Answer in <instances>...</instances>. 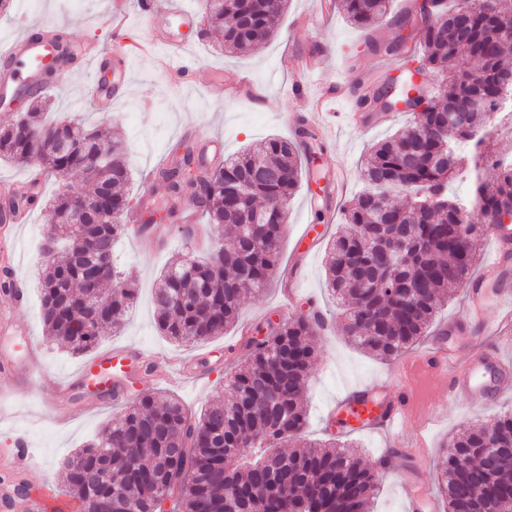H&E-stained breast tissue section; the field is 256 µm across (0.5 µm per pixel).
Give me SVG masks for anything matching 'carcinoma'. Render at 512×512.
<instances>
[{
  "label": "carcinoma",
  "mask_w": 512,
  "mask_h": 512,
  "mask_svg": "<svg viewBox=\"0 0 512 512\" xmlns=\"http://www.w3.org/2000/svg\"><path fill=\"white\" fill-rule=\"evenodd\" d=\"M391 0H332L357 27L369 31L388 14ZM288 0H203L207 24L222 33L224 52L252 49L276 32ZM495 15L483 0H424L399 19L408 34L368 47L399 55L409 64L407 103L414 77L439 68L448 76L441 96L413 112L408 124L368 149L362 178L368 189L345 208V225L333 239L325 268L327 287L341 302L352 345L383 360L418 344L449 291L471 278L484 226L512 208V145L494 140L487 116L512 114V0H496ZM471 96L483 110L466 128L448 125V110ZM45 100L0 128V160L36 167L56 179L59 190L45 205L47 238L58 257L42 272V318L46 336L73 355L95 348L118 325L137 296L135 281L115 261L118 222L132 209L126 150L108 127L48 124ZM270 138L224 160V165L185 179L194 156L190 147L155 173L157 185L173 195L191 192L209 227H225L231 247L197 259L187 245L181 259L164 269L154 297L158 332L177 345H193L224 332L239 316L241 298L258 294L276 273L288 201L303 176L300 154H313L316 136ZM65 139L70 151L42 150ZM468 174L471 190L448 195V184ZM77 175L98 210L75 224L73 196L63 182ZM413 201L399 206L391 189ZM40 194L23 189L9 200L13 210L35 208ZM267 224L250 223L256 206ZM190 289L191 302L177 296ZM316 328L298 317L266 325V336L250 338L228 378L230 398L208 405L196 419L175 398L143 396L70 460L68 493L80 512H155L170 501L171 512H368L378 471L347 446L305 439L303 396L318 352ZM281 399L266 403L259 389ZM498 447L486 463L488 431ZM290 448L285 452L279 449ZM454 453L437 477L446 512H500L512 504V411L488 425H472L452 440Z\"/></svg>",
  "instance_id": "cac0c4a2"
}]
</instances>
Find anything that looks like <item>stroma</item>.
<instances>
[{"label":"stroma","instance_id":"stroma-1","mask_svg":"<svg viewBox=\"0 0 512 512\" xmlns=\"http://www.w3.org/2000/svg\"><path fill=\"white\" fill-rule=\"evenodd\" d=\"M113 0H14L10 14L0 15V41L7 40L20 28L54 24L68 31L73 39L94 38L104 53L126 63L123 92L112 101V109L100 112L85 102L86 86L92 78V65H85L70 81L50 87L45 95L50 102L53 119L95 125L106 123L114 138L129 147L128 163L134 180L129 187L133 201L145 193L149 174L165 164L178 142L198 147L199 138L210 135L221 138L225 154L258 143L270 136H289L286 113L304 114L317 109L320 84L337 79L358 86L367 78L384 79L399 75L401 62L395 56H382L367 48L366 31L351 24L341 12H333L327 25H320L311 10L315 0H290L275 35L264 45L241 55L224 53L221 34L200 26L198 37L188 48L197 67L191 81L172 87L163 69L161 50L146 46L149 25L138 12L135 0H129L125 31L113 34L111 25ZM314 57L319 62L312 74L313 88L307 102L289 104L283 92L291 76L281 66L285 55ZM228 71L248 75L261 94L260 99L229 100L211 96L208 85ZM406 115L368 133L348 127L334 126L329 140L312 157L310 166L315 180H302L287 205V221L280 248L282 270L302 265L301 286L305 292L294 309L281 310L283 285L272 280L263 293L243 297L239 318L223 335L192 347L172 344L155 327L152 294L160 272L182 253L184 242L179 230L180 219L169 218L170 203L162 194H155L153 210L159 218L150 225L146 243L140 244L131 235H123L116 246L118 263L135 276L139 299L122 325L98 345L104 353L116 347L129 346L142 350L152 358V370L129 363L124 378L134 388L133 398L162 394L177 398L184 407L200 416L205 407L222 394L231 361L244 340L254 329L267 322H285L310 313L311 303H318L329 325L325 336H314L318 357L313 366L309 386L304 395L309 416L305 429L313 441L344 435L337 421L329 420L328 408L350 387L359 384H381L393 391L397 384L392 377V363L372 358L356 349L343 336L340 314L325 286V262L330 244L344 222L343 208H336L333 218H316L311 199H323L324 178L336 162H343L349 171L344 194L352 199L360 190V166L369 146L392 135L405 125ZM310 232L317 243L311 252L298 249L303 232ZM46 232L42 208L31 210L27 223L17 225L12 250L15 268L26 281L29 303L17 310L16 319L31 334V344L38 349L49 379L47 385H33L13 393L0 395V408L9 418L0 424V477L13 483L30 486L49 484L57 493H65L62 473L70 456L83 448L106 424L119 417L123 406L99 399L96 410H89L86 383L79 378L78 357L58 350L47 342L41 314L38 285L43 268L42 246ZM184 359L191 369L204 373V385L189 386L177 378L172 360ZM68 380L69 395L57 408L45 406L52 390L51 380ZM420 415L429 417L425 429L412 430L417 442L427 445V457L421 471H412L405 460H398L394 471H380L379 490L372 512H404L405 501L414 495L435 496L437 476L446 460L450 437L459 429L483 424L495 415L512 410V389L494 404L472 405L464 395L449 399L446 383L438 377L421 380ZM26 435L39 465L25 471L12 466L13 435Z\"/></svg>","mask_w":512,"mask_h":512}]
</instances>
